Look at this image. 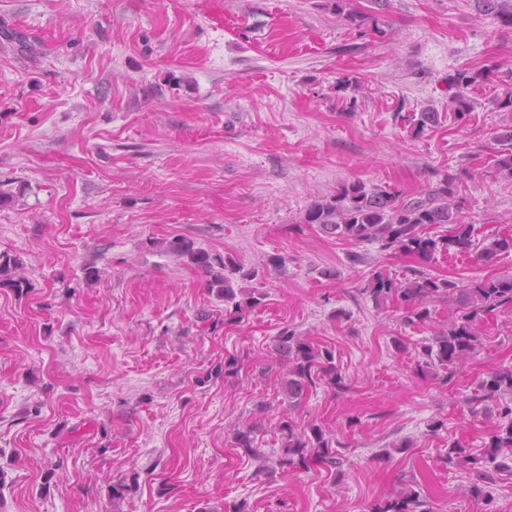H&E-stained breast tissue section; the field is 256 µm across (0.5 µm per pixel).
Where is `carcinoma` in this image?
I'll use <instances>...</instances> for the list:
<instances>
[{
	"instance_id": "obj_1",
	"label": "carcinoma",
	"mask_w": 512,
	"mask_h": 512,
	"mask_svg": "<svg viewBox=\"0 0 512 512\" xmlns=\"http://www.w3.org/2000/svg\"><path fill=\"white\" fill-rule=\"evenodd\" d=\"M482 12L512 26V8L501 0H481ZM493 69L463 68L449 80L453 93L448 107L458 121L466 120L471 108L465 92L471 87L492 81ZM420 134L440 123V115L424 110L408 119ZM494 166L497 171L512 176V131L493 139ZM315 224L326 234L353 244L375 242L385 251L399 255H413L425 261L442 256H469L491 262L512 255V234L495 233L475 240V225L468 221L458 197L457 177L445 174L435 185L420 196L407 198L401 193L378 187L367 188L360 180L342 182L336 191L311 204L302 220ZM449 225L446 232L429 233L433 225ZM166 250L177 259L205 275L206 287L224 301V321L236 322L251 309L258 307L266 295L243 282L255 278L256 272L229 256L214 254L195 246L194 241L176 238L166 243ZM29 287L22 263L6 254H0V288L18 292ZM369 296L375 302L395 300L403 309L400 320L407 326L424 324L431 318V308L446 304L451 311L448 325L440 329L431 342L421 347L422 373L448 382L454 371L465 364L482 346L478 323L489 315L512 309V276H494L481 279H447L416 271L413 277L396 282L381 272L375 273L369 287ZM274 349L279 364L286 370V391L289 399L301 398L323 383L332 389L345 387V379L336 366L334 352L313 345L295 331L285 327L275 337ZM238 358L224 356L210 375L231 377L237 374ZM512 395V367L488 369L477 383L470 404L478 407L489 401H498ZM499 422L494 426L485 444V451L474 455L458 441L448 443L442 454L450 468L470 467L476 471L478 482L470 488V495L480 498L484 485L495 480V474L507 467L512 469V402L497 405ZM284 446L277 460L280 469L294 473L321 465L336 474L342 472L343 461L333 446L335 434L321 428L306 429L289 416L280 422ZM254 427L245 423L235 428L236 446L252 458L261 454L253 447ZM370 512H435L429 501L411 489L396 498L372 508Z\"/></svg>"
}]
</instances>
